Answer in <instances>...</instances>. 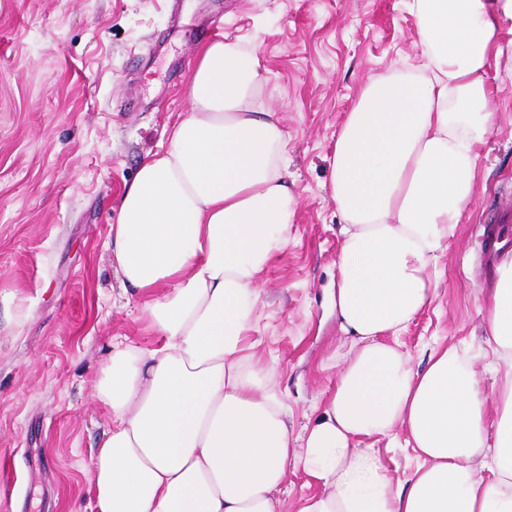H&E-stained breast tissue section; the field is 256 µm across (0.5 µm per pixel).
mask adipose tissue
I'll use <instances>...</instances> for the list:
<instances>
[{"instance_id":"ef3b65f1","label":"adipose tissue","mask_w":512,"mask_h":512,"mask_svg":"<svg viewBox=\"0 0 512 512\" xmlns=\"http://www.w3.org/2000/svg\"><path fill=\"white\" fill-rule=\"evenodd\" d=\"M421 62L371 79L331 159L339 215L329 298L350 356L301 436L250 366L260 276L288 245L297 199L275 113L256 104L254 48L204 45L189 110L118 197L110 259L160 340L113 343L108 414L89 482L95 512H279L290 474L319 491L296 512H512V262L497 269L488 333L509 377L489 429L471 360L432 349L411 369L390 337L435 297L439 261L477 191L493 62L512 52V0H406ZM419 464L393 478L376 444Z\"/></svg>"}]
</instances>
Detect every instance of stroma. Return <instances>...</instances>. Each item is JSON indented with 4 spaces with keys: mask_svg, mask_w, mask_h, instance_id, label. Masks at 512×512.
Here are the masks:
<instances>
[{
    "mask_svg": "<svg viewBox=\"0 0 512 512\" xmlns=\"http://www.w3.org/2000/svg\"><path fill=\"white\" fill-rule=\"evenodd\" d=\"M257 48L262 109L288 138L298 206L267 268L251 334L294 432L346 364L328 288L339 217L331 155L368 79L419 49L405 0H0V512H93L94 448L107 421L96 384L112 340L157 342L107 247L117 200L186 112L205 33ZM487 103L478 194L439 261L436 298L399 336L413 369L434 342L478 351L496 276L484 224L512 208V56Z\"/></svg>",
    "mask_w": 512,
    "mask_h": 512,
    "instance_id": "obj_1",
    "label": "stroma"
}]
</instances>
